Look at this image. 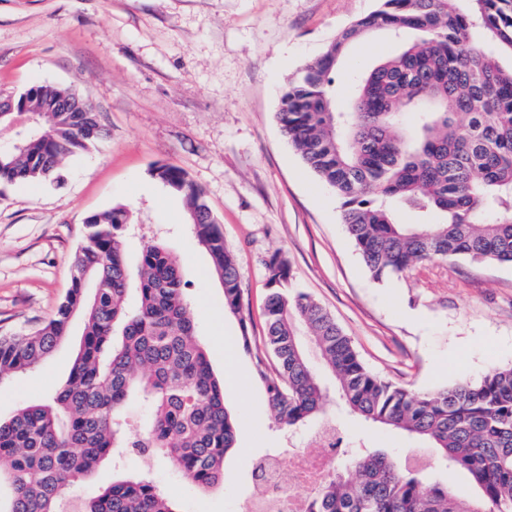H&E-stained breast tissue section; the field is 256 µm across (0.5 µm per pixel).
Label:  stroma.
I'll return each mask as SVG.
<instances>
[{"label": "stroma", "mask_w": 512, "mask_h": 512, "mask_svg": "<svg viewBox=\"0 0 512 512\" xmlns=\"http://www.w3.org/2000/svg\"><path fill=\"white\" fill-rule=\"evenodd\" d=\"M377 6L376 0H0V93L62 85L86 98L105 135L67 158L54 181L0 188V336L54 317L70 286L84 218L123 204L135 235H162L180 259L197 335L214 372L231 379L225 405L237 422L223 484L201 489L163 461H104L86 487L148 469L178 512H238L254 458L279 451L290 434L275 424L255 375L268 293L266 260L287 258L291 283L320 303L366 367L415 391L473 382L512 365V265L423 262L373 280L349 239L335 193L304 165L276 118L279 96L307 61ZM398 45L377 34L352 44L336 72L340 106L353 79ZM158 165L183 169L202 187L242 274L251 324L224 309V289L188 224L182 194L156 179ZM72 335L34 370L0 381V417L52 398L67 378ZM348 453L384 448L399 458L421 444L348 415L335 386Z\"/></svg>", "instance_id": "obj_1"}]
</instances>
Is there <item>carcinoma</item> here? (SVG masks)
I'll return each instance as SVG.
<instances>
[{
	"label": "carcinoma",
	"instance_id": "1",
	"mask_svg": "<svg viewBox=\"0 0 512 512\" xmlns=\"http://www.w3.org/2000/svg\"><path fill=\"white\" fill-rule=\"evenodd\" d=\"M386 31L398 51L354 81L350 110L335 102L333 73L348 46ZM511 62H505V59ZM75 92L35 84L20 94L38 110L37 130L0 150V185L41 182L60 162L102 136L90 103L56 112ZM415 124L404 126V113ZM281 130L307 167L341 200V219L375 280L424 261L512 263V0H378L307 62L284 88ZM154 175L186 198L198 242L224 288V308L240 317L251 345L241 274L205 195L185 172ZM414 223L400 222L398 213ZM123 205L89 215L72 262L71 288L57 314L35 330L0 336V379L23 373L83 330L66 382L46 402L0 419V512H60V503L105 458L153 456L199 488L224 481L237 424L197 340L180 263L160 239L126 251ZM265 353L256 374L274 420L293 431L321 414L325 390L299 333L334 375L345 409L434 450L437 471L464 473L463 489L402 468L377 449L352 457L312 496L309 512H512V366L475 384L418 392L371 373L330 314L288 290V261L266 262ZM150 415L136 437L123 417L128 400ZM79 512H177L147 472L128 474L88 497Z\"/></svg>",
	"mask_w": 512,
	"mask_h": 512
}]
</instances>
